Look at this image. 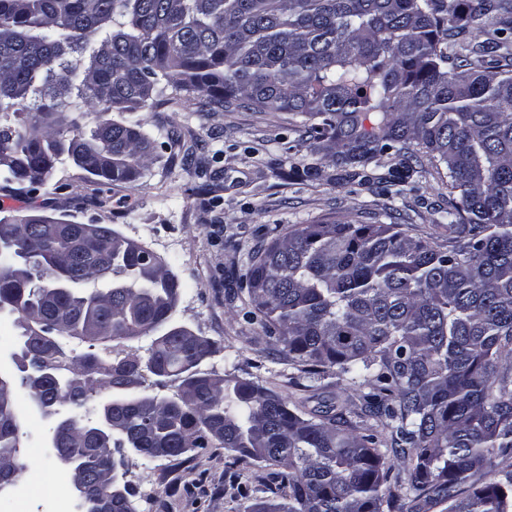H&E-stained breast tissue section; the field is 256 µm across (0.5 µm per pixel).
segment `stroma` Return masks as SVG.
Segmentation results:
<instances>
[{"mask_svg":"<svg viewBox=\"0 0 512 512\" xmlns=\"http://www.w3.org/2000/svg\"><path fill=\"white\" fill-rule=\"evenodd\" d=\"M140 116L156 159L136 181L102 192L67 162L37 191L1 189L0 206L15 215L112 225L168 262L179 283L174 322L221 348L207 366L272 388L301 411L334 405L372 425L360 415L358 387L305 375L271 342L240 284L253 251L295 224H396L412 239L444 240L447 183L428 163L409 183H387L397 164L391 154L348 175L286 112L235 104L213 112L196 93L146 106ZM29 403L17 384L15 404L29 434L22 459L26 475L39 478L32 494L38 500L52 490L44 475L59 466L44 452L47 425ZM235 473L252 482L249 498L230 489ZM268 473L229 465L224 449L211 448L176 458L130 455L126 480L137 512H249L272 497Z\"/></svg>","mask_w":512,"mask_h":512,"instance_id":"1","label":"stroma"}]
</instances>
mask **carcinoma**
Instances as JSON below:
<instances>
[{
  "instance_id": "obj_1",
  "label": "carcinoma",
  "mask_w": 512,
  "mask_h": 512,
  "mask_svg": "<svg viewBox=\"0 0 512 512\" xmlns=\"http://www.w3.org/2000/svg\"><path fill=\"white\" fill-rule=\"evenodd\" d=\"M486 34L482 42L474 37ZM512 0H0V156L8 183L44 185L68 159L100 185L154 159L130 115L203 93L289 112L355 172L392 151L391 180L424 155L445 169L448 243L395 224H294L253 259L246 294L269 337L311 376L361 388L412 461L388 485L379 436L343 411L200 365L219 348L172 323L179 283L110 224L0 215V310L19 314L20 384L67 410L47 450L99 471L136 512L112 458L222 448L277 468L257 512H512ZM30 100L35 111L15 106ZM96 114L72 135L58 109ZM153 334L147 359L97 347ZM177 383L168 397L145 373ZM119 429H102L94 394ZM0 470H24L27 433L0 377Z\"/></svg>"
}]
</instances>
